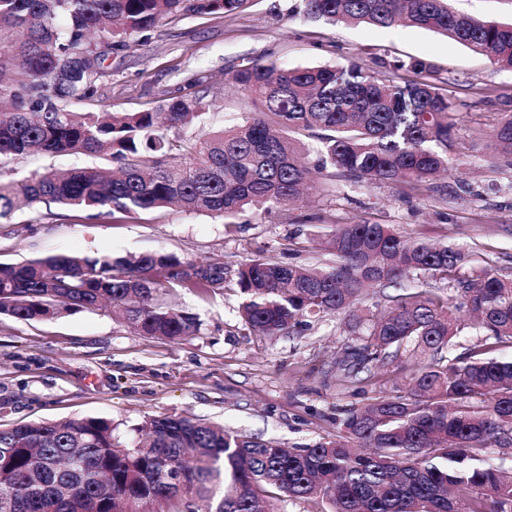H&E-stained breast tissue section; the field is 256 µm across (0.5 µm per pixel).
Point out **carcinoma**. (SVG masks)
<instances>
[{
  "label": "carcinoma",
  "mask_w": 512,
  "mask_h": 512,
  "mask_svg": "<svg viewBox=\"0 0 512 512\" xmlns=\"http://www.w3.org/2000/svg\"><path fill=\"white\" fill-rule=\"evenodd\" d=\"M252 0H0V158L99 155L98 166L0 180V214L19 198L127 215L171 206L233 218L296 203L311 175L306 148L318 139L317 169L356 182L416 188L452 169L454 123L433 65L412 58L370 72L342 66L278 69L255 62L230 74L254 109L219 132L184 139L210 111L211 76L158 110L79 112L93 98L107 53L127 52L172 18L224 17ZM329 24L409 25L443 34L512 69V23L456 13L448 0H300ZM512 159V114L495 128ZM325 267L271 258L240 265L241 320L265 336L298 334L345 315L355 340L337 362L345 381L409 353L407 390L347 410L336 435L280 447L178 415L143 425L147 441L125 445L112 420L88 417L0 426V512H281L285 499L321 500L328 512H512V477L487 456L512 446V278L475 269L470 251L410 241L392 226L340 224ZM446 282L447 294L414 289L383 296L361 316L354 305L374 287L403 280ZM224 264H188L165 252L138 257L59 253L0 264V314L27 322L108 303L150 338L194 335L197 317L168 306L174 288L207 294ZM473 336L464 351L461 340Z\"/></svg>",
  "instance_id": "1"
}]
</instances>
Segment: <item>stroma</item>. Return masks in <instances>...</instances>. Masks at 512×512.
<instances>
[{"instance_id":"stroma-1","label":"stroma","mask_w":512,"mask_h":512,"mask_svg":"<svg viewBox=\"0 0 512 512\" xmlns=\"http://www.w3.org/2000/svg\"><path fill=\"white\" fill-rule=\"evenodd\" d=\"M298 4L253 0L231 17L161 22L142 46L107 55L97 95L78 109L141 112L205 69L216 105L196 127L201 135L241 121L246 96L224 78L248 61L305 67L357 60L371 67L379 59L423 58L435 65L434 82L454 105L447 198L433 180L403 194L330 167L315 177L303 203L270 217L249 210L230 225L175 208L118 220L55 203L17 204L0 217V264L55 253L164 251L184 262L223 263L224 285L172 295L199 320L198 332L181 341L140 335L107 308L33 322L0 315V424L102 417L130 445L148 417L176 414L283 446L312 445L336 434L346 409L396 393L404 375L393 363L371 380L340 386L336 356L351 343L340 317L299 336L251 331L238 314L241 263L265 256L322 266L335 225L370 221L412 240L463 245L477 266L512 276V166L492 141L502 114L512 113V69L428 30L331 26L308 18ZM92 161L81 154L0 158V179L21 181Z\"/></svg>"}]
</instances>
